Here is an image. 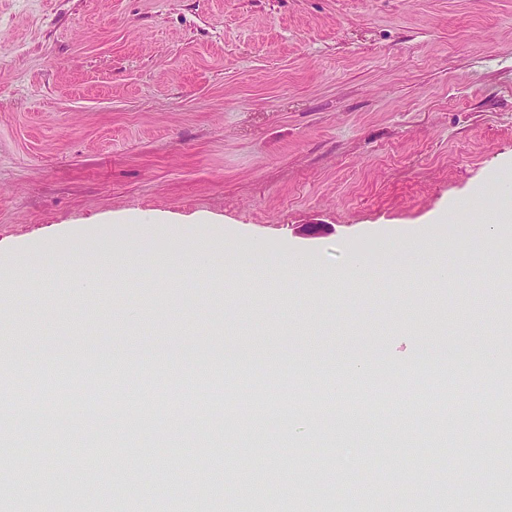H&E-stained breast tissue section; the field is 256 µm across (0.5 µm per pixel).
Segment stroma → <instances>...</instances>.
<instances>
[{
  "mask_svg": "<svg viewBox=\"0 0 512 512\" xmlns=\"http://www.w3.org/2000/svg\"><path fill=\"white\" fill-rule=\"evenodd\" d=\"M512 196V0H0V278L25 341L117 342L151 352L117 363H58L82 385L85 418L62 425L53 395L26 431L38 478L0 489V512H79L63 490L103 489L108 512H240L250 484H267L277 512H446L427 497L441 458L487 487V512H512L497 486L506 455L472 466L461 419L480 415L500 383L436 363L406 371L427 347L512 350V293L466 280L434 295L381 280L334 279L355 254L422 264L439 245L469 258L475 236L452 219ZM159 227L152 259L116 287L87 264L94 289L70 272L36 278L48 254L81 236L127 247L128 222ZM300 224L323 234H296ZM214 244L224 285L196 276L183 254ZM268 262L291 252L326 273L321 287L254 289L225 251ZM233 343L244 360L207 379L168 363L166 343ZM369 358L345 377L336 353ZM372 404L330 426L280 412L304 397L318 414L323 387ZM199 412L162 428L174 392ZM456 407H449V393ZM264 400L254 423L241 395ZM82 476L67 477L71 456ZM151 481L134 486L132 461ZM239 472L225 494V469Z\"/></svg>",
  "mask_w": 512,
  "mask_h": 512,
  "instance_id": "stroma-1",
  "label": "stroma"
}]
</instances>
